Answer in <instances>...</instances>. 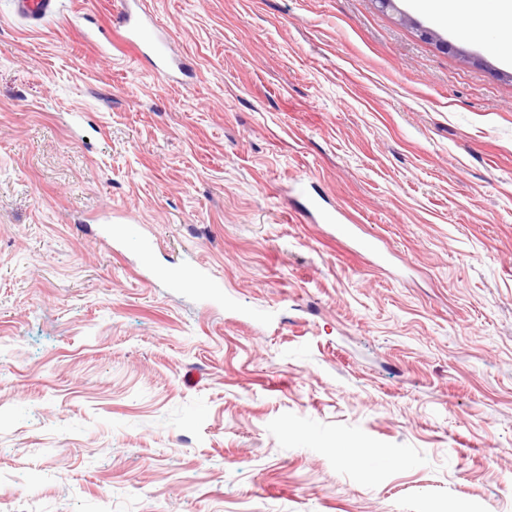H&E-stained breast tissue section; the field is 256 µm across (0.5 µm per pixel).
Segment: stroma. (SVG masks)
<instances>
[{"mask_svg": "<svg viewBox=\"0 0 512 512\" xmlns=\"http://www.w3.org/2000/svg\"><path fill=\"white\" fill-rule=\"evenodd\" d=\"M115 2L0 0V512H512V59L149 0L169 85L84 38ZM198 261L222 299L156 277ZM60 0H12L14 15L32 26L41 25L57 13Z\"/></svg>", "mask_w": 512, "mask_h": 512, "instance_id": "35a3bbf8", "label": "stroma"}]
</instances>
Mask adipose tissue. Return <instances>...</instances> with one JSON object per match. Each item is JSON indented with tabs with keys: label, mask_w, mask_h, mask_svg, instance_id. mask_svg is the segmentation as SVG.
<instances>
[{
	"label": "adipose tissue",
	"mask_w": 512,
	"mask_h": 512,
	"mask_svg": "<svg viewBox=\"0 0 512 512\" xmlns=\"http://www.w3.org/2000/svg\"><path fill=\"white\" fill-rule=\"evenodd\" d=\"M422 13L446 23L463 39L512 44V0H414Z\"/></svg>",
	"instance_id": "1"
}]
</instances>
